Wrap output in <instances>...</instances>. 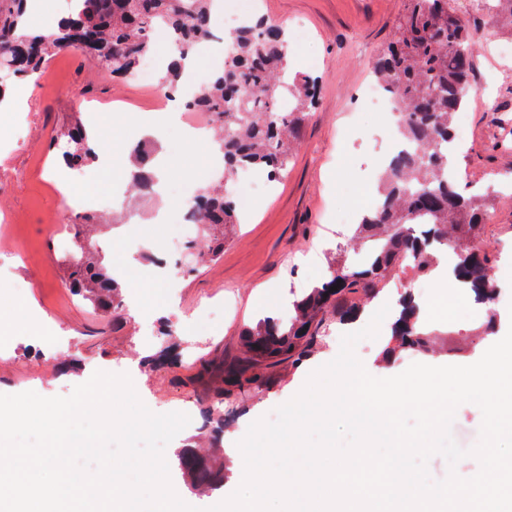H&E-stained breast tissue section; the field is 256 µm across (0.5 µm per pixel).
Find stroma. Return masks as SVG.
Segmentation results:
<instances>
[{
    "instance_id": "obj_1",
    "label": "stroma",
    "mask_w": 512,
    "mask_h": 512,
    "mask_svg": "<svg viewBox=\"0 0 512 512\" xmlns=\"http://www.w3.org/2000/svg\"><path fill=\"white\" fill-rule=\"evenodd\" d=\"M406 5L407 0H223L224 8L240 17L258 12L286 26L295 71L320 79L318 104L301 131L300 147L287 174L252 202L249 213L227 235L223 254L214 262L182 268L164 278L154 266L128 263L127 256L136 244L167 255L170 245L184 235L179 195L199 193L215 175L213 157L186 149L179 127L163 121L155 86L163 81L169 55L157 52L144 82L112 79L85 65L72 51L53 56L28 111L0 112V206L10 217L0 233V304L29 299L33 314L53 322L58 335L70 337L71 343L58 355L41 351L30 338L0 335V394L67 396L94 372L120 374L136 364L140 370L132 382L149 410H182L200 419L183 370L154 368L143 359L185 353L199 321L208 325L199 354L216 347L234 348L243 327L254 325L270 307L287 310V303L277 297L279 287L299 296L328 277L333 251L318 249L317 244L333 233L337 219L358 223L373 205L384 157L394 142L377 114L359 110L357 95L372 81L375 55ZM499 43L511 46L512 32L500 30L495 42L475 44V87L466 105L470 130L458 146L459 182L480 192L496 174L512 172V134H504L494 120L495 110L512 113V56L501 57L495 49ZM491 96L496 99L492 110L484 105ZM75 116L84 124H99L105 139L96 161L81 178L70 180L79 200L70 208L51 176L57 167L51 141ZM146 119L154 127L149 135L166 157L171 195L143 200L127 223L113 225L97 236L96 243L119 271L125 304L136 297L157 313L169 303L163 288L174 290L178 312L167 317L166 336L149 347L143 344L141 320L127 307L114 324L102 320L87 299L65 288L60 261L72 246L66 227L87 212L92 197L124 191L129 154L147 135L141 129ZM482 237L496 255L493 267L501 294L495 309L505 314L512 309V189L495 198L483 220ZM228 285L235 288L229 299L224 296ZM484 323L480 313L459 297L448 306L447 322L423 323L424 332L435 337L428 352H387L391 334L383 330L377 338L358 342L355 354L377 378L399 374L413 363L470 365L493 342L481 333ZM340 342L339 333H332L314 357L286 372L277 386L241 404L239 416L224 427V447H236L252 422L274 417L276 408L302 389L311 371L338 355ZM193 435V430L183 429L167 445L165 458L178 496L205 512L232 494L240 480L229 453L221 490L201 495L186 490L176 453Z\"/></svg>"
}]
</instances>
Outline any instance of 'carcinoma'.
<instances>
[{
  "label": "carcinoma",
  "mask_w": 512,
  "mask_h": 512,
  "mask_svg": "<svg viewBox=\"0 0 512 512\" xmlns=\"http://www.w3.org/2000/svg\"><path fill=\"white\" fill-rule=\"evenodd\" d=\"M70 14L49 33L22 32L27 0H0V73L25 78L40 71L61 50H74L91 66L114 78L135 73L154 50V34L165 32L172 61L165 86L177 85L178 59L214 37L215 0H72ZM488 13L512 25V0H408L389 40L382 46L374 75L403 111L401 137L413 147L389 161L380 180L381 203L353 229L351 245L367 247L361 264L333 262L334 275L293 302L284 321L266 318L242 329L239 346L215 349L195 360L186 384L196 393L204 429L219 441L225 407L273 388L282 374L310 359L331 326L357 319L408 263L416 275L431 272L440 247L458 257L454 278L472 285L476 301L496 303L500 289L481 237L490 199L467 195L448 176L454 113L471 90L475 45L469 15ZM224 68L194 94L190 104L213 114L224 154V176L248 168L277 180L287 169L300 130L315 103L317 80L308 74L286 77L285 30L263 18L224 37ZM71 168L95 162L85 127L74 119L54 139ZM199 240L188 246L191 261L212 260L224 252L226 228L239 223L224 182L198 195ZM104 220L92 213L70 225L73 250L61 260L69 288L89 300L105 318H117L122 284L92 242ZM337 290L330 291L331 287ZM402 316L391 342L414 354L427 351L429 335L418 325L412 295L403 297ZM185 484L195 492L224 486V460L187 445L178 454Z\"/></svg>",
  "instance_id": "1"
}]
</instances>
